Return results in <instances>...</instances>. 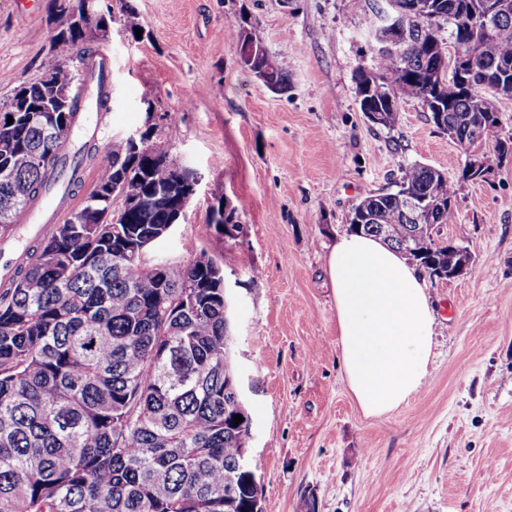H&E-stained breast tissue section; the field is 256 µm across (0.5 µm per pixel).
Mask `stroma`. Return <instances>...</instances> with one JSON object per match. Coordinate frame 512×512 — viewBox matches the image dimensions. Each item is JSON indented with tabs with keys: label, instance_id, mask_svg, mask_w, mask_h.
<instances>
[{
	"label": "stroma",
	"instance_id": "obj_1",
	"mask_svg": "<svg viewBox=\"0 0 512 512\" xmlns=\"http://www.w3.org/2000/svg\"><path fill=\"white\" fill-rule=\"evenodd\" d=\"M105 2L113 21L93 45L108 59L110 121L68 209L82 206L113 139L161 114L156 143L199 185L155 251L224 266L265 512H302L311 491L318 512H512V156L464 181V154L420 101L401 102L392 131L366 121L354 76L374 64L372 0ZM48 4L0 0V107L56 63ZM126 5L140 40L121 25ZM243 27L287 66V92L242 67ZM416 163L456 181L455 214L437 234L470 265L427 283L436 324L424 388L372 417L344 378L324 268L357 203ZM218 193L237 228L211 223Z\"/></svg>",
	"mask_w": 512,
	"mask_h": 512
}]
</instances>
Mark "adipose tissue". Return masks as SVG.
<instances>
[{
  "label": "adipose tissue",
  "mask_w": 512,
  "mask_h": 512,
  "mask_svg": "<svg viewBox=\"0 0 512 512\" xmlns=\"http://www.w3.org/2000/svg\"><path fill=\"white\" fill-rule=\"evenodd\" d=\"M344 375L366 415L382 416L425 384L435 318L423 274L378 240L341 236L326 264Z\"/></svg>",
  "instance_id": "adipose-tissue-1"
}]
</instances>
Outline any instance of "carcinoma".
<instances>
[{"label":"carcinoma","instance_id":"obj_1","mask_svg":"<svg viewBox=\"0 0 512 512\" xmlns=\"http://www.w3.org/2000/svg\"><path fill=\"white\" fill-rule=\"evenodd\" d=\"M413 11L423 40L410 37L394 53H375V77L401 73L394 101L376 93L360 110L379 112L378 127L398 124L399 103L417 99L445 119L479 121L512 97V12L498 19L500 34L485 37L476 21L490 0H399ZM51 49L61 65L42 86L50 96L74 89L70 112H12L0 117V167L13 180L0 183V239L16 232L15 218L54 187H81L63 179L58 137L62 119L76 125L86 106L74 59H90L98 75V112L109 110L107 70L80 30L59 16ZM131 37L143 29L125 6ZM448 39L473 54L468 70L438 82L440 58L428 45L443 27ZM509 65L506 85L471 87L482 71ZM249 71L270 68L269 82L288 89L286 66L262 51L242 59ZM13 123H8V117ZM135 148L112 141L87 204L86 223L54 224L23 250L0 282V512H259L260 493L235 486L249 419L233 425V392L224 376L229 331L224 321V268L201 253L184 266L149 250L114 251L139 239L157 244L182 196L197 181L152 143ZM39 163H33V155ZM126 176L136 212L112 222V184ZM408 197H428L437 215L418 235L405 211ZM457 189L443 171L408 168L397 189L363 199L354 212L380 218L382 241L416 262L429 278L448 272V246L435 245L436 225L454 216Z\"/></svg>","mask_w":512,"mask_h":512}]
</instances>
